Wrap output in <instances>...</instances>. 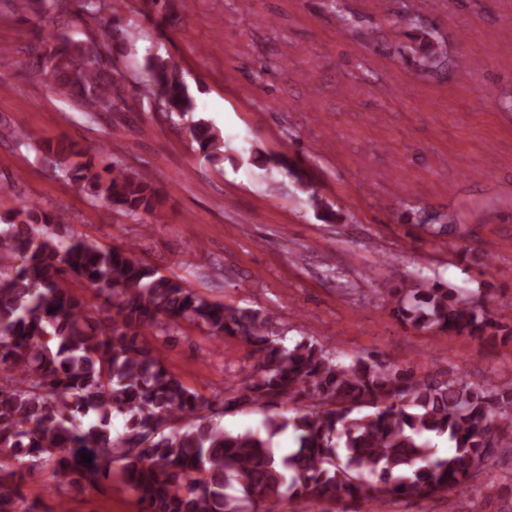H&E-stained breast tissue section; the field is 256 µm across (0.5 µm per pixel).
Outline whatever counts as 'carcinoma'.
<instances>
[{"label": "carcinoma", "instance_id": "cac0c4a2", "mask_svg": "<svg viewBox=\"0 0 512 512\" xmlns=\"http://www.w3.org/2000/svg\"><path fill=\"white\" fill-rule=\"evenodd\" d=\"M88 43L54 33L21 48L34 73L86 115L128 108L112 78V15L105 0H82ZM420 64L447 65L428 32L415 36ZM147 94L165 117L196 111L180 68L153 59ZM190 137L203 157L224 158V139L202 118ZM55 170L124 215L144 221L162 204L152 177L63 140L42 144ZM253 164L293 172L284 155L251 154ZM324 221L337 213L306 183ZM445 215L417 218L432 237L449 232ZM94 289L89 304L77 289ZM397 316L418 329L482 338L498 323L453 289L433 283L398 295ZM237 338L249 346L239 388L224 410L291 405L294 416L266 418L263 430L224 429L215 402L171 372L145 337L182 334ZM127 418L112 435V419ZM296 446H273L288 428ZM512 440V386L485 388L456 373L418 375L371 354L348 362L303 339L286 346L261 311L213 302L140 262L134 248L93 244L64 231L30 203L0 227V512H17L24 470L50 468L69 483L118 478L141 512H276L296 500L359 506L417 500L465 485ZM448 441L434 451L432 440ZM88 453L90 463L80 454Z\"/></svg>", "mask_w": 512, "mask_h": 512}]
</instances>
